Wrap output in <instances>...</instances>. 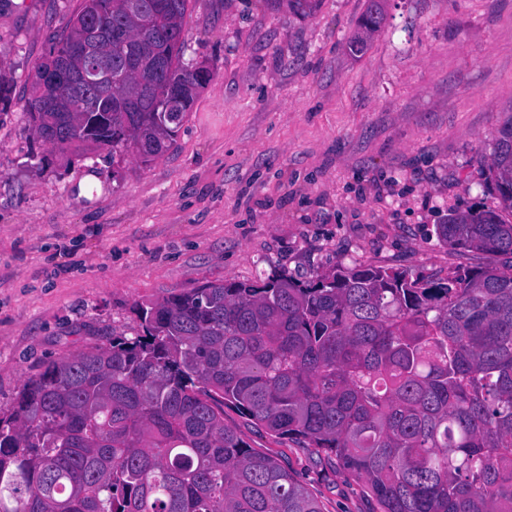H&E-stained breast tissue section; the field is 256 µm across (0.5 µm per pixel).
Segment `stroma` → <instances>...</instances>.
<instances>
[{
  "instance_id": "35a3bbf8",
  "label": "stroma",
  "mask_w": 512,
  "mask_h": 512,
  "mask_svg": "<svg viewBox=\"0 0 512 512\" xmlns=\"http://www.w3.org/2000/svg\"><path fill=\"white\" fill-rule=\"evenodd\" d=\"M80 0H0V416L50 361L140 331L136 307L208 282L305 281L356 264L452 278L504 256L441 243L449 214L494 205L486 161L512 116V0H366L303 18L265 0H192L187 57L212 79L152 164L61 160L24 112L32 64ZM323 512H379L334 454L225 407ZM384 20V9L382 2L368 0L365 13L361 21V32L352 40V47L355 50H364L373 35L380 29Z\"/></svg>"
}]
</instances>
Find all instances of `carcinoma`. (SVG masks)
I'll return each mask as SVG.
<instances>
[{
    "label": "carcinoma",
    "instance_id": "cac0c4a2",
    "mask_svg": "<svg viewBox=\"0 0 512 512\" xmlns=\"http://www.w3.org/2000/svg\"><path fill=\"white\" fill-rule=\"evenodd\" d=\"M81 0L43 69L105 54L91 87L30 82L32 131L152 163L207 83L184 61L191 0ZM285 2L301 17L321 0ZM384 20L367 0L363 50ZM489 172L497 205L455 213L441 242L512 255V117ZM142 334L48 363L0 417V512H322L224 405L302 438L363 480L380 512H512V264L421 280L356 265L207 283L136 308Z\"/></svg>",
    "mask_w": 512,
    "mask_h": 512
}]
</instances>
